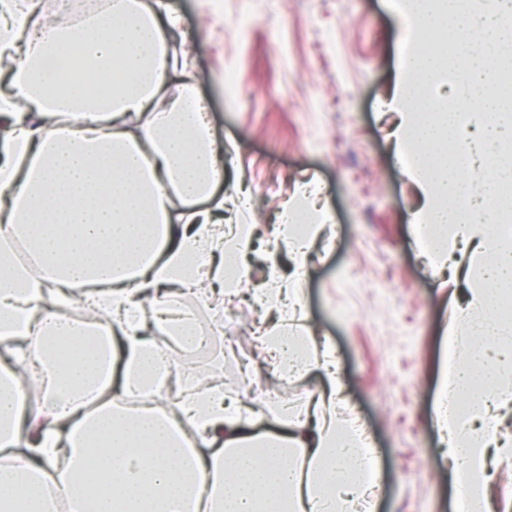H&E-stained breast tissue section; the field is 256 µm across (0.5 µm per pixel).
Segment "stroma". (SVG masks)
Segmentation results:
<instances>
[{
    "instance_id": "1",
    "label": "stroma",
    "mask_w": 512,
    "mask_h": 512,
    "mask_svg": "<svg viewBox=\"0 0 512 512\" xmlns=\"http://www.w3.org/2000/svg\"><path fill=\"white\" fill-rule=\"evenodd\" d=\"M196 61L198 90L224 145L228 179L249 189L243 221L269 240L296 182L317 179L333 236L315 248L302 318L335 348L344 382L342 416L358 420L377 449L378 512H456L444 449L431 424L455 322L439 277L419 258L410 216L422 202L393 159L397 121L389 102L413 29L402 0H170ZM252 17L241 25L242 17ZM204 358L173 353L183 376L224 378L238 391L252 362L249 394L301 406L315 376L284 379L254 334L263 313L236 297Z\"/></svg>"
}]
</instances>
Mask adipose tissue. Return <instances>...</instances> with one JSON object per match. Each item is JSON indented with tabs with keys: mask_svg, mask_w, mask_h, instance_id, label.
Listing matches in <instances>:
<instances>
[{
	"mask_svg": "<svg viewBox=\"0 0 512 512\" xmlns=\"http://www.w3.org/2000/svg\"><path fill=\"white\" fill-rule=\"evenodd\" d=\"M417 37L402 60L395 155L422 191L418 254L453 290L479 345L451 359L433 424L467 512H490V468L512 466V114L499 86L512 0H403ZM180 21L165 4L112 0L81 20L0 0V512H376L375 448L336 404L331 347L310 361L288 332L311 249L330 223L315 181L298 184L272 234L254 299L277 313L263 336L282 370L317 372L304 406L277 404L261 430L223 381L190 385L160 356L159 329L200 341L180 296L236 285L254 227L225 224L224 150L196 89ZM457 68L453 97L430 88ZM483 188H469L473 173ZM81 305L90 317L69 320ZM38 406H30L31 394ZM134 396L136 409L121 402ZM99 405L95 414L87 402Z\"/></svg>",
	"mask_w": 512,
	"mask_h": 512,
	"instance_id": "obj_1",
	"label": "adipose tissue"
}]
</instances>
